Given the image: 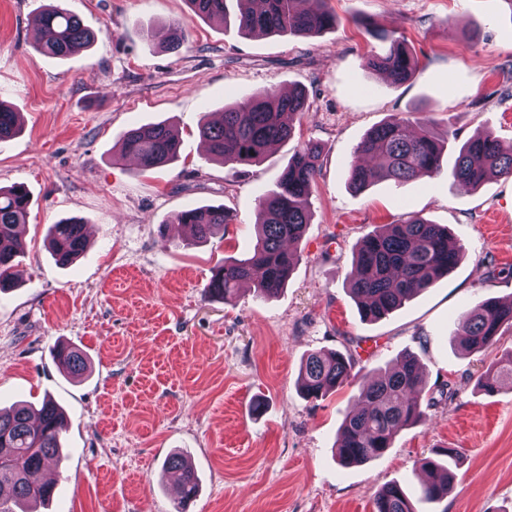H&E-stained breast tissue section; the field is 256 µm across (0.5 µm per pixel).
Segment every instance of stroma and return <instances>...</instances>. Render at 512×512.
Segmentation results:
<instances>
[{"mask_svg":"<svg viewBox=\"0 0 512 512\" xmlns=\"http://www.w3.org/2000/svg\"><path fill=\"white\" fill-rule=\"evenodd\" d=\"M50 4L79 17L94 43L36 54L33 24ZM328 6L335 27L305 37L244 35L235 22L194 16L185 0H0V100L22 118L21 132L0 142V187L25 184L32 200L15 284L0 292V408L48 395L67 414L69 459L49 473L53 500L30 512H175L161 465L176 451L200 478L192 512H373L374 493L393 481L418 512H512V387H476L512 353V328L483 353L452 341L461 312L512 297V278L500 274L512 266V177L473 189L451 175L475 130L512 145V9L504 0ZM366 20L407 41L418 60L411 81L366 66L384 47ZM172 22L186 34L176 53L147 36ZM298 86L308 109L291 140L249 165L210 158L199 127L214 113ZM400 114L431 119L446 140L440 175L351 191L356 146ZM163 121L179 132L175 163L142 174L115 156L126 131ZM310 141L323 153L285 287L266 301L250 286L228 300L206 296L212 268L245 255L262 195ZM202 205L226 207L232 221L193 246L172 219ZM416 215L447 226L462 262L386 318L362 320L348 283L357 244ZM65 219L89 230L68 267L46 243ZM61 341L86 355L83 376L58 367ZM345 349L372 379L413 353L433 399L427 423L355 466L337 462L335 445L357 383L319 400L298 391L308 354ZM450 448L454 488L424 502L421 460L447 462Z\"/></svg>","mask_w":512,"mask_h":512,"instance_id":"1","label":"stroma"}]
</instances>
